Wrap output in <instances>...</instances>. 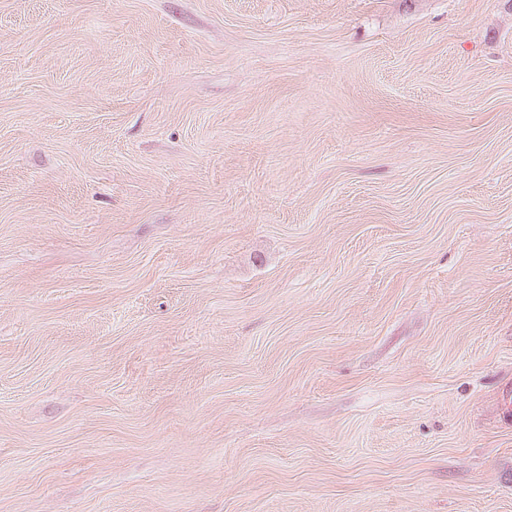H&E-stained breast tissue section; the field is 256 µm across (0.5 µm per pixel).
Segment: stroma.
<instances>
[{
    "label": "stroma",
    "instance_id": "1",
    "mask_svg": "<svg viewBox=\"0 0 512 512\" xmlns=\"http://www.w3.org/2000/svg\"><path fill=\"white\" fill-rule=\"evenodd\" d=\"M512 0H0V512H512Z\"/></svg>",
    "mask_w": 512,
    "mask_h": 512
}]
</instances>
